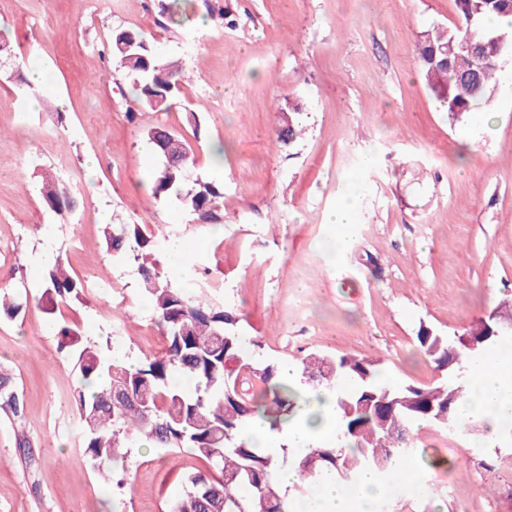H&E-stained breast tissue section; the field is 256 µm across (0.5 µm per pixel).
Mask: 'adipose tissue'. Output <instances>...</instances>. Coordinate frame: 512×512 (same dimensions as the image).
<instances>
[{"mask_svg": "<svg viewBox=\"0 0 512 512\" xmlns=\"http://www.w3.org/2000/svg\"><path fill=\"white\" fill-rule=\"evenodd\" d=\"M470 377L473 387L460 404L461 414L497 417L504 388L512 384V362L504 359L501 350L487 349L471 360ZM313 399L319 406L317 414H304L274 431L264 422L253 421L245 430L246 438L273 455L284 448L297 455L317 446L335 444L340 427L332 409L335 395L322 391L314 394ZM409 467L405 454L399 453L392 460L389 474L369 471L349 487L332 478L322 479L313 493L300 502L297 512H370L374 501L388 497L395 489L396 475Z\"/></svg>", "mask_w": 512, "mask_h": 512, "instance_id": "ef3b65f1", "label": "adipose tissue"}]
</instances>
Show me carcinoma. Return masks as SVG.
I'll return each instance as SVG.
<instances>
[{
  "label": "carcinoma",
  "instance_id": "carcinoma-1",
  "mask_svg": "<svg viewBox=\"0 0 512 512\" xmlns=\"http://www.w3.org/2000/svg\"><path fill=\"white\" fill-rule=\"evenodd\" d=\"M459 24L437 27L424 34L417 59L423 78L449 118L459 120L481 103H487L503 55L512 48V34L493 31L488 19L512 15V0H456ZM480 42L486 64L477 68L473 57L459 49L461 43ZM109 55L115 68L134 77L138 99L152 109H163L178 97L186 76L172 62L158 56L146 39L134 30L112 35ZM283 129L276 141L289 145L302 135L301 112L287 103L280 109ZM157 156L168 151L195 164L190 146L173 131L153 127L147 131ZM154 197L172 201L197 224L218 221V201L224 198V182H189L180 170L158 164L152 176ZM43 200L54 213L75 208V201L53 181L43 185ZM104 240L112 258L131 257L137 263L143 290L152 304V320L166 345L161 355L145 357L136 365L112 360L102 348L88 345L77 322H55L58 348L75 361L81 385L74 394L76 414L84 438L83 448L94 467L112 474L136 444L154 448H190L207 464L187 476L189 489L173 505V512H265L269 502L279 512H295L294 495L281 491L273 481L281 467L292 466L307 488L325 477L344 486L356 483L365 469L387 472L395 453L408 447L412 427L432 423L456 432L477 429L479 416L463 417L458 407L470 390L466 371L469 358L481 353L459 346L454 364H448V337L423 326L416 340L420 351L443 374L457 372L453 383L431 388L383 382L377 363L342 355L336 358L310 354L302 360L301 379L310 386L333 388L346 377L349 390L337 394L334 410L341 433L336 446L314 448L275 458L242 437L245 423L254 417L272 429L288 421L299 405V392L283 376L282 368L266 362L256 342L245 345L237 331L239 319L210 300L190 296L163 276L156 258V244L141 224H107ZM41 299L51 305L71 307L81 301L82 281L72 277L62 255L44 265ZM23 303L18 291L0 288V315L13 318ZM332 365L325 376L321 367ZM396 408L405 416L403 426L384 424V410ZM25 404L9 373L0 372V417L17 421ZM454 420L448 421V412ZM218 471L220 478L212 476Z\"/></svg>",
  "mask_w": 512,
  "mask_h": 512
}]
</instances>
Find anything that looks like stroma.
Here are the masks:
<instances>
[{"instance_id":"stroma-1","label":"stroma","mask_w":512,"mask_h":512,"mask_svg":"<svg viewBox=\"0 0 512 512\" xmlns=\"http://www.w3.org/2000/svg\"><path fill=\"white\" fill-rule=\"evenodd\" d=\"M0 0V36L18 64L0 68V270L30 302L0 319V367L25 400L22 421L0 419V512H169L194 451L133 448L104 481L82 447L73 404L78 374L42 328L39 257L63 254L97 283L67 310L115 360L161 353L137 265L107 252L108 224H142L189 263L161 268L191 295L239 316L264 360L299 365L312 353L379 362L391 382L432 387L442 375L419 352L429 326L463 333L512 298V52L490 102L450 121L426 88L415 49L425 31L457 23L455 0ZM229 5V30L219 15ZM139 31L190 77L178 104L154 110L115 70L112 34ZM42 69L45 81L28 74ZM37 102L24 109V98ZM298 104L305 133L276 141L277 106ZM190 145L194 177L224 183L221 219L207 226L155 198L146 132ZM224 159L213 167V145ZM52 175L76 200L46 209ZM355 184L351 245L335 254L328 215ZM402 480L379 512H512V435L486 421L468 434L424 424ZM442 467L427 469V458Z\"/></svg>"}]
</instances>
